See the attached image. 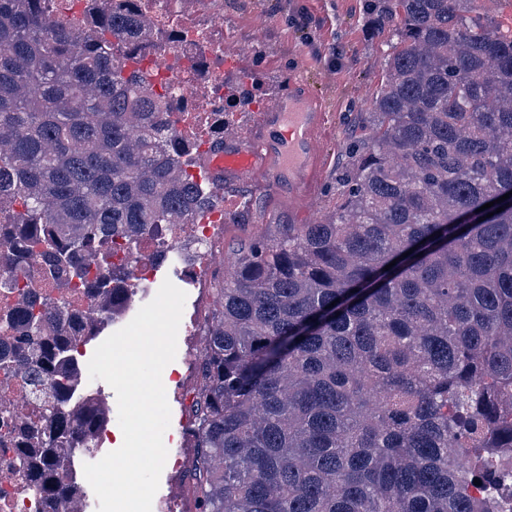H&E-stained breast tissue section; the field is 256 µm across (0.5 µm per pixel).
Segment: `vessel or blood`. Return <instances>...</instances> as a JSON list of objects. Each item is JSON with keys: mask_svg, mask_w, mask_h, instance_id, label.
<instances>
[{"mask_svg": "<svg viewBox=\"0 0 512 512\" xmlns=\"http://www.w3.org/2000/svg\"><path fill=\"white\" fill-rule=\"evenodd\" d=\"M325 113L308 96L279 97L260 122L252 146L242 151L211 153L205 167L210 176L234 175L267 180L269 161H276L279 176L288 178L300 197H309L323 167L320 150Z\"/></svg>", "mask_w": 512, "mask_h": 512, "instance_id": "vessel-or-blood-1", "label": "vessel or blood"}]
</instances>
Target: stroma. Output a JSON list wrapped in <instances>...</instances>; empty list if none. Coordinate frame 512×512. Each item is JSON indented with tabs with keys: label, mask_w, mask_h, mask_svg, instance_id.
<instances>
[{
	"label": "stroma",
	"mask_w": 512,
	"mask_h": 512,
	"mask_svg": "<svg viewBox=\"0 0 512 512\" xmlns=\"http://www.w3.org/2000/svg\"><path fill=\"white\" fill-rule=\"evenodd\" d=\"M364 0H224V56L238 73L256 68L264 75L266 98L280 97L284 88L294 86L309 95L320 111L328 115L321 147L325 162L309 202L293 195L282 180L224 181V210L237 213L241 223L224 227L217 252L230 254L236 242L275 224H312L330 211L329 194L336 185V173L343 163L348 130L357 113L367 111L381 83L382 65L389 51V35L377 32L368 22ZM220 264L208 263L203 281L174 273L170 267L157 270L143 302L155 297L164 280L186 292L185 314L194 310L210 312L213 307V276L223 273ZM171 423L165 444L180 441L176 453L182 461L179 477L163 469L161 485L176 484L183 496L170 502L155 495L152 512H196L189 489L196 448L192 437L181 429L180 401L169 398Z\"/></svg>",
	"instance_id": "35a3bbf8"
}]
</instances>
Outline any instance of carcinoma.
<instances>
[{
    "label": "carcinoma",
    "mask_w": 512,
    "mask_h": 512,
    "mask_svg": "<svg viewBox=\"0 0 512 512\" xmlns=\"http://www.w3.org/2000/svg\"><path fill=\"white\" fill-rule=\"evenodd\" d=\"M471 2L365 0L395 42L334 207L247 237L214 278L192 427L197 512L512 501V195L497 202L512 192V32ZM127 3L81 32L50 26L43 0H0V201L22 219L4 214L0 241L11 267L40 255L97 310L80 328L43 281L0 316V372L45 382L12 449L31 512L67 499L69 459L97 451L86 346L130 291L112 243L169 236L224 202V180L193 174L200 151L142 66ZM245 78L212 149L261 91Z\"/></svg>",
    "instance_id": "obj_1"
}]
</instances>
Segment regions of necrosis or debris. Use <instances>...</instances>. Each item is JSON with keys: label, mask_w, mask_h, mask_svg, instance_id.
Returning <instances> with one entry per match:
<instances>
[{"label": "necrosis or debris", "mask_w": 512, "mask_h": 512, "mask_svg": "<svg viewBox=\"0 0 512 512\" xmlns=\"http://www.w3.org/2000/svg\"><path fill=\"white\" fill-rule=\"evenodd\" d=\"M141 14L148 20L146 60L155 66L176 92L185 114L182 132L211 127L224 109L227 81L224 75V42L217 39L215 19L224 13V0H141ZM211 248L224 234V211L215 209L198 223L183 225L167 243L155 241L137 248L130 257L134 279L148 277L155 256L165 244H180L183 235ZM37 411L31 403L11 408L8 423H0V512H29V501L21 494L22 479L4 455L11 447L16 427L32 419Z\"/></svg>", "instance_id": "1"}]
</instances>
